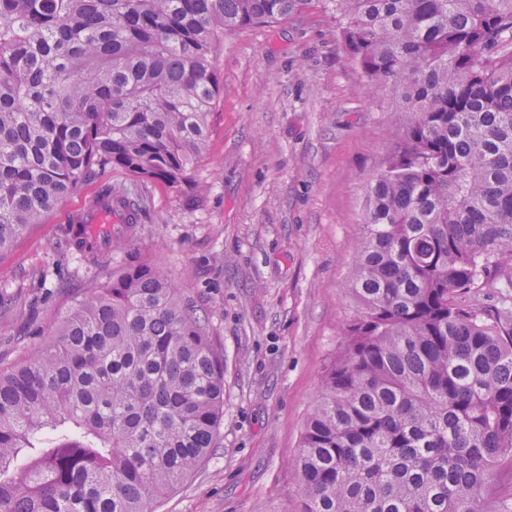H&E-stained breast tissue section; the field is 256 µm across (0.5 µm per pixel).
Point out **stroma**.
Segmentation results:
<instances>
[{
	"instance_id": "35a3bbf8",
	"label": "stroma",
	"mask_w": 512,
	"mask_h": 512,
	"mask_svg": "<svg viewBox=\"0 0 512 512\" xmlns=\"http://www.w3.org/2000/svg\"><path fill=\"white\" fill-rule=\"evenodd\" d=\"M214 65L221 90L194 165L207 189L146 184L132 254L196 301L224 355V419L205 462L154 510L300 512L290 463L354 313L349 269L394 104L367 86L328 0L225 32ZM130 181L106 170L0 250V368L126 262L91 264L60 242L102 185Z\"/></svg>"
}]
</instances>
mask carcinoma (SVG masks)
I'll return each instance as SVG.
<instances>
[{
	"mask_svg": "<svg viewBox=\"0 0 512 512\" xmlns=\"http://www.w3.org/2000/svg\"><path fill=\"white\" fill-rule=\"evenodd\" d=\"M303 0H0V249L112 167L133 184L88 261L128 251L146 182L199 192L224 31ZM396 143L368 181L340 328L292 470L302 512H489L512 469V0H329ZM224 356L161 268L131 260L0 370V512H153L206 459ZM502 283V276H492L487 282L481 283L478 288H473L463 299L479 307L495 311L496 307H500L504 294L512 295V288H501ZM512 495V474L505 468L496 469L491 479V486L484 493V506L495 509L501 499L510 498Z\"/></svg>",
	"mask_w": 512,
	"mask_h": 512,
	"instance_id": "cac0c4a2",
	"label": "carcinoma"
}]
</instances>
